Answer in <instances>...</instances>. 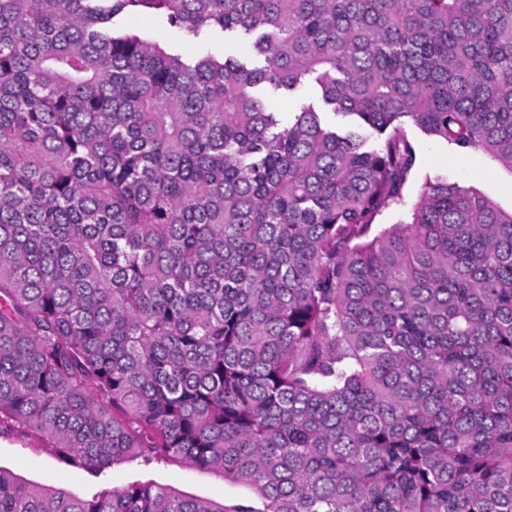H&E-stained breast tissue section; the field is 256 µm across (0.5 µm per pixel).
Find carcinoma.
<instances>
[{"label": "carcinoma", "mask_w": 512, "mask_h": 512, "mask_svg": "<svg viewBox=\"0 0 512 512\" xmlns=\"http://www.w3.org/2000/svg\"><path fill=\"white\" fill-rule=\"evenodd\" d=\"M307 83L348 126L269 111ZM409 125L512 171V0H0V432L220 470L236 512H512V212L429 180L366 240ZM0 512L226 510L0 470ZM118 24L121 29L152 38L167 50L181 54L210 52L222 55L224 51L242 60L254 62V58L249 56L253 36L241 31L225 33L204 31L199 37L194 38L170 27L160 15L137 12L121 15L118 18Z\"/></svg>", "instance_id": "carcinoma-1"}]
</instances>
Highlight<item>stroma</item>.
<instances>
[{"mask_svg":"<svg viewBox=\"0 0 512 512\" xmlns=\"http://www.w3.org/2000/svg\"><path fill=\"white\" fill-rule=\"evenodd\" d=\"M118 24L181 54L209 52L233 54L244 60L249 57L252 38L240 31H206L194 38L170 27L160 15L137 12L121 15ZM408 135L416 152V163L404 188L405 204L382 212L376 219L379 228L405 219L409 208L418 202L426 180L436 178L474 188L503 211L512 210V173L487 154L460 149L414 126L409 127ZM0 468L24 484L82 498L144 483L170 488L185 497L209 500L229 510L239 504H260L251 488L225 480L222 472L199 470L179 459L146 462L121 458L104 472L95 474L53 457L41 443L14 432L0 434Z\"/></svg>","mask_w":512,"mask_h":512,"instance_id":"1","label":"stroma"}]
</instances>
